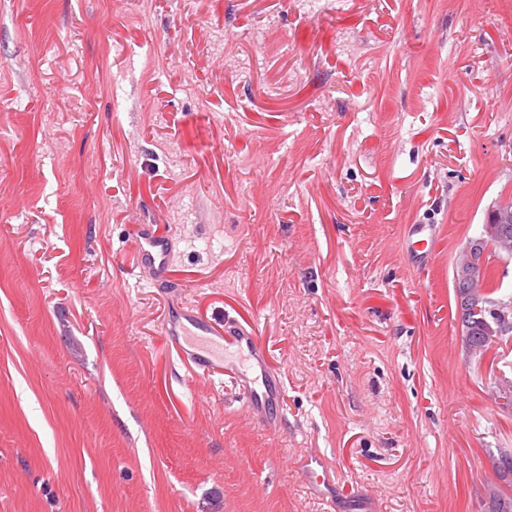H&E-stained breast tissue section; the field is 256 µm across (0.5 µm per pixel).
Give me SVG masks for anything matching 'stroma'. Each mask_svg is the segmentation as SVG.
<instances>
[{
    "instance_id": "stroma-1",
    "label": "stroma",
    "mask_w": 512,
    "mask_h": 512,
    "mask_svg": "<svg viewBox=\"0 0 512 512\" xmlns=\"http://www.w3.org/2000/svg\"><path fill=\"white\" fill-rule=\"evenodd\" d=\"M506 198L512 0H0V512H481L512 340L466 353L453 269ZM182 306L256 331L274 424ZM172 243L157 224H143L134 241V248L140 264L158 276L168 273ZM414 228L411 238H409L407 242V252L413 254L414 256H424L428 255L429 250H425V248L420 249L415 246H421L425 244V247L428 245V242H431L434 238V226L431 224H414L412 226ZM412 236H415V240L413 241ZM183 319L187 322L186 326L179 319L169 318L164 324V330L179 359L187 360L196 374H200V371L204 374L206 371L224 369V353L219 354L214 349V346H218L224 352V342L239 352L247 351L251 356L259 350L258 338L252 330L240 329L234 336H224V329L209 324L192 310L186 311ZM188 326H191L195 330V335L201 336L203 341L202 346L191 345L193 350L186 349L181 342V338L184 340L182 336H186ZM178 329H181V333Z\"/></svg>"
}]
</instances>
